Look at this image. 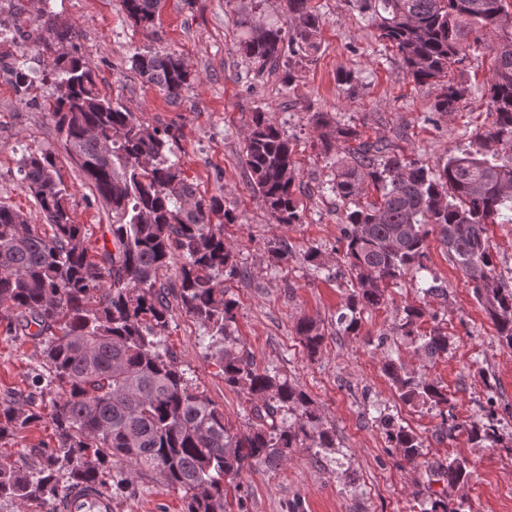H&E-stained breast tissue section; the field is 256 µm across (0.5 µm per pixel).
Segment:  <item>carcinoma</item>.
<instances>
[{
  "label": "carcinoma",
  "mask_w": 512,
  "mask_h": 512,
  "mask_svg": "<svg viewBox=\"0 0 512 512\" xmlns=\"http://www.w3.org/2000/svg\"><path fill=\"white\" fill-rule=\"evenodd\" d=\"M162 0H122L127 16L155 25ZM376 23L379 38L397 49L402 66L418 84L439 86L433 110L458 111L469 95L454 77L468 55L485 49L494 56L488 81V128L461 154L429 166L407 158L382 140L341 144L359 138L328 114L310 117L322 150L339 154L330 190L353 200L372 189L379 198L346 208L342 223L344 263L355 281L336 320V335H355L361 313L385 301V290L409 273L427 270V239L438 233L448 258L467 278L500 341L512 349V271H497L488 225L512 224V12L507 0H354ZM287 27L259 26L240 43L258 64L286 66L283 83L294 82L295 66L320 51V18L308 0H286ZM32 23L45 47L73 43L77 31L60 27L43 9ZM133 65L168 98L189 87V73L174 53L145 51ZM56 95L46 110L71 160L110 215L112 247L93 251L75 223L66 189L58 179L55 153L31 151L19 160L24 189L36 204L28 217L0 204V315L8 329L44 342L49 375L42 381L62 392L52 400L55 442L40 451L35 468L0 463V499L23 509L28 503L65 499L76 484H106L112 461L150 472L184 492L186 512H226V484L254 464L277 467L298 448L314 454L336 448L311 397L288 376L259 368L232 336L236 300L224 282L240 275L224 232L212 223L236 216L223 199L195 196L182 175L166 133L144 127L125 106L101 95L96 74L79 56L63 53L46 64ZM297 143L257 113L244 138L252 189L278 224L301 222L293 190ZM46 224L51 232H42ZM184 263L179 283L160 281L175 252ZM179 288L181 303L210 329L212 357L224 383L242 391L255 422L248 434L231 432L224 409L189 387L185 373L162 350L168 325V295ZM422 308L402 307L400 335L424 356L448 353V334L435 327L423 334ZM309 356L325 333L303 318L296 326ZM382 372L406 404L440 410L439 442L467 435L473 443H503L487 424L448 420V392L387 357ZM30 405L4 400L0 440L39 421ZM383 433L400 454L398 465H426L429 482L442 490L419 503L420 512H469L465 499L448 507V490L468 483L470 463L448 457L420 460L422 440L390 414L379 415Z\"/></svg>",
  "instance_id": "obj_1"
}]
</instances>
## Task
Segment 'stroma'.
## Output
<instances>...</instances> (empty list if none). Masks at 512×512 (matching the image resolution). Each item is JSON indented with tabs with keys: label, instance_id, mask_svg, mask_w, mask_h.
Returning <instances> with one entry per match:
<instances>
[{
	"label": "stroma",
	"instance_id": "35a3bbf8",
	"mask_svg": "<svg viewBox=\"0 0 512 512\" xmlns=\"http://www.w3.org/2000/svg\"><path fill=\"white\" fill-rule=\"evenodd\" d=\"M51 5L59 26L75 29L74 55L96 73L102 95L134 112L145 127L169 129L172 148L186 180L197 195L223 197L237 217L225 225L224 239L243 280L230 288L237 300L235 336L259 368L287 375L316 402L326 426L336 434L335 451L314 456L298 449L282 465H254L228 489L230 512H415L431 495L426 475L398 467L374 420L377 410L395 415L423 441L426 460L460 456L473 474L451 492L452 500L468 499L473 512H512V447L473 444L465 437L438 442L437 410L404 404L381 371L386 357L401 360L416 374L437 380L447 390L458 419L492 420L498 434L512 437V350L502 346L496 330L476 301L461 271L449 260L437 236L427 239V265L448 289L447 299L423 298L415 280L405 276L387 290L388 300L362 313L355 336L336 332L337 312L352 291L343 263L341 233L346 201L329 190L334 167L320 150L310 113L326 112L356 128L361 139L395 142L408 158L429 165L460 154L477 133L489 126L487 82L493 60L488 51L471 53L462 76L470 94L458 112L432 114L437 89L417 84L402 67L395 48L379 38L377 27L351 0H309L321 19L316 59L295 69V82L285 87L280 75L259 71L245 59L239 44L253 26L282 25L283 0H163L154 26L134 25L121 0H0V26L12 37L0 43V203L32 216L33 197L18 174L23 153L52 150L58 175L71 196L72 215L82 224L90 247L110 241L109 219L100 202L72 164L43 103L52 93L48 83L18 90L12 69L42 72L50 57L38 41L30 17ZM172 51L190 73V86L177 101L148 82L133 67L135 53ZM353 72L352 84L340 83L339 71ZM296 139L295 196L302 219L274 223L250 185L244 136L256 114ZM288 245L278 259L279 242ZM319 252V269H310L307 249ZM423 306L421 331L440 327L453 345L444 356L426 358L396 332L404 305ZM317 320L326 339L316 357H308L296 334L300 319ZM205 325L173 304L163 344L189 384L224 410L229 428L244 433L253 421L243 393L225 386L216 365ZM39 340L8 332L0 322V399H25L36 393L40 421L0 441V460L37 464L39 451L52 441L48 417L56 386L33 391V375L44 372ZM497 383L487 398L476 368ZM123 483L112 497V512H184L181 491L163 485L149 473H135L127 463L111 468Z\"/></svg>",
	"mask_w": 512,
	"mask_h": 512
}]
</instances>
